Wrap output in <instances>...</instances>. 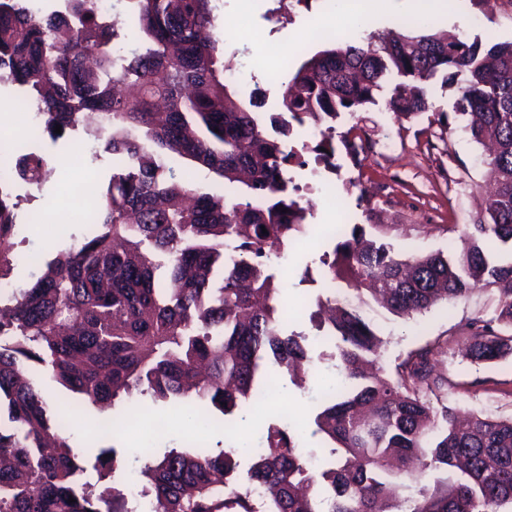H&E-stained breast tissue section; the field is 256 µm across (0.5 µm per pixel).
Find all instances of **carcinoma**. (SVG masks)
I'll return each mask as SVG.
<instances>
[{
  "label": "carcinoma",
  "instance_id": "obj_1",
  "mask_svg": "<svg viewBox=\"0 0 512 512\" xmlns=\"http://www.w3.org/2000/svg\"><path fill=\"white\" fill-rule=\"evenodd\" d=\"M45 15L26 0H0V83L40 104L52 140L81 128L112 156L93 237L44 263L7 291L0 307V512H140L124 449L79 455L70 421L50 411L42 373L101 410L138 392L185 399L207 424L252 411L271 363L301 387L306 337L285 333L280 303L286 256L305 233L306 208L286 149L294 128L318 131L317 160L336 169V119L378 104L398 119L428 110L437 76L457 90L466 130L494 151L485 210L455 224L448 252L400 257L385 237L344 226L318 256L329 281L309 319L341 380L313 418L328 458L313 464L293 425L271 423L254 450L187 446L137 456L136 485L152 512H501L512 504V418L475 413L465 426L444 404L430 357L410 353L396 376L367 374L383 339L361 305L370 296L411 318L483 285L498 292V321L512 327V42L481 43L401 33L379 46L351 41L321 50L281 82L283 111L258 110L267 92L239 99L232 64L212 36V0H130L134 50L116 52L119 24L93 0H55ZM61 133H54L55 126ZM13 145L0 182V280L15 225L10 186L46 180L44 155ZM224 182L216 197L178 181L166 158ZM267 233H262V230ZM168 268L170 287L155 272ZM469 356L512 353V335L474 320L461 328ZM250 465L238 473L236 457ZM74 502H69V499Z\"/></svg>",
  "mask_w": 512,
  "mask_h": 512
}]
</instances>
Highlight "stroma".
<instances>
[{
    "mask_svg": "<svg viewBox=\"0 0 512 512\" xmlns=\"http://www.w3.org/2000/svg\"><path fill=\"white\" fill-rule=\"evenodd\" d=\"M213 6L219 48L234 67L246 70L247 81L238 90L244 97L255 85L267 90L263 109L267 115L281 110L282 90L275 77L278 68L295 72L304 60L328 48L334 35L348 33L360 43L372 35L401 31L417 17L416 11L399 7L378 9L366 14L364 30L355 34L347 19L336 16L333 0H213ZM228 10L240 17L238 30L229 36L222 25ZM431 25L468 43L480 41L486 48L512 42V0H495L491 6L486 0H440ZM271 43L284 48L283 63L269 59L266 48ZM429 102L428 112L401 121L382 103L353 117L342 115L336 132L353 133L359 159H352L340 145L335 170H320L315 177L308 166L292 171L296 182L304 187L303 199L310 202L308 229L282 263L281 286L287 289V300L297 313L287 327L307 334L311 356H318L323 344L301 309L306 298L318 293L320 287L301 283L300 278L326 245L325 225L339 221L377 225L379 234L408 256L447 250L449 227L471 223L483 209L484 147L465 131V122L454 108L453 88L434 83ZM90 144L89 137L81 132L66 133L56 141L45 135L33 143V150L45 154L55 172L42 186L20 183L14 188L20 204L15 211L8 281H30L33 269L26 264V257L49 259L73 239L97 234V225L69 223L71 208L66 197L67 183L85 175H92L101 187L110 179L111 157H92ZM497 306L494 294L478 289L467 300L441 303L410 319L376 309L373 324L384 341L380 366L394 372L408 352L439 339L448 340L447 351L433 358L448 406L463 413L490 410L511 417L512 354L475 361L466 356L464 342L454 337L458 326L467 320L495 317ZM332 375L327 364H320L309 371L305 388L294 389V402L284 403L274 393L263 412L229 417L221 426L194 429L180 420L182 412L189 409L187 402L161 401L138 393L116 405L112 416L122 423L133 422L136 428L125 438L124 447L134 451L145 444L160 455L190 443L225 449L236 447L242 440L255 443L266 423L289 414L306 422L301 448L320 457L325 443L314 434L312 418ZM42 389L52 410L69 415L72 443L79 451L94 453L107 446L94 406L48 377Z\"/></svg>",
    "mask_w": 512,
    "mask_h": 512,
    "instance_id": "obj_1",
    "label": "stroma"
}]
</instances>
